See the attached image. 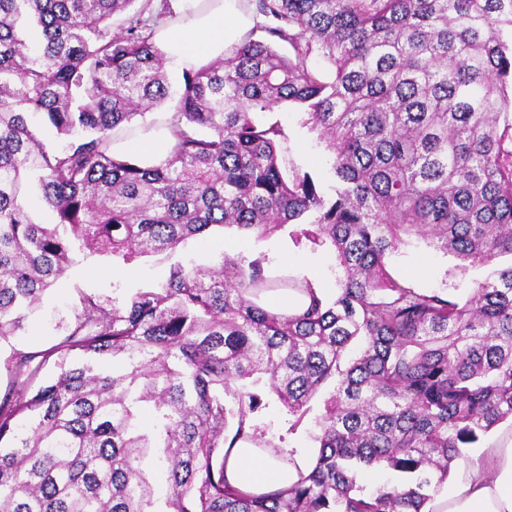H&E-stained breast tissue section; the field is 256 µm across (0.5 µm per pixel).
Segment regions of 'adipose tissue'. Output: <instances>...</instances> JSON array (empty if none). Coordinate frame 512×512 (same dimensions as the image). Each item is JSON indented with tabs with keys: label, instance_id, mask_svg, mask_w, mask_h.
<instances>
[{
	"label": "adipose tissue",
	"instance_id": "obj_1",
	"mask_svg": "<svg viewBox=\"0 0 512 512\" xmlns=\"http://www.w3.org/2000/svg\"><path fill=\"white\" fill-rule=\"evenodd\" d=\"M216 7L171 22L158 42L171 67L182 71L223 54L253 25L245 0H216ZM483 463L451 489L440 492L430 512H512V435L482 449ZM305 463H283L272 449L241 442L230 449L224 474L248 494H267L291 485Z\"/></svg>",
	"mask_w": 512,
	"mask_h": 512
}]
</instances>
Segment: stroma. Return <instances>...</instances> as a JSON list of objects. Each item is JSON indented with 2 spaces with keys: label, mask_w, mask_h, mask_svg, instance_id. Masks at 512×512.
I'll list each match as a JSON object with an SVG mask.
<instances>
[{
  "label": "stroma",
  "mask_w": 512,
  "mask_h": 512,
  "mask_svg": "<svg viewBox=\"0 0 512 512\" xmlns=\"http://www.w3.org/2000/svg\"><path fill=\"white\" fill-rule=\"evenodd\" d=\"M269 119L281 123L287 140L282 155L289 168L309 173L323 189L335 183L330 157L316 131L311 130L307 116L300 110L281 105L268 114ZM248 258L266 257L270 267L311 277L314 287L332 288L340 273L334 252L329 246H316L308 241L293 242L288 232H280L266 239L247 238ZM391 274L408 281L421 291H442L466 298L476 281L485 277L483 267L459 268L453 255L444 254L421 239L411 238L387 259ZM166 264L157 257H144L118 266L111 257L93 256L73 266L67 276L46 293L30 314L22 335L10 343L0 345V390L11 383L3 362L11 347L42 348L49 346L62 333L80 293H92L102 300L123 299L137 289L163 280ZM266 402L256 416L258 426L284 452L294 453L305 462H312L317 444L312 438L313 418L323 410L322 398L311 403L312 416L297 430H290L287 409L273 394H265Z\"/></svg>",
  "instance_id": "1"
}]
</instances>
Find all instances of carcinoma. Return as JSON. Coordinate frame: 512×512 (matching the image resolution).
Listing matches in <instances>:
<instances>
[{
    "mask_svg": "<svg viewBox=\"0 0 512 512\" xmlns=\"http://www.w3.org/2000/svg\"><path fill=\"white\" fill-rule=\"evenodd\" d=\"M249 5L265 22L174 89L155 39L170 0H0V342L79 252L168 262L162 284L110 307L81 294L51 346L11 347L0 512H425L512 420V264L496 265L512 257V0ZM170 100L158 159L114 155L110 132ZM284 103L330 152L332 194L256 119ZM305 222L342 269L331 301L264 257L175 259L215 229ZM412 236L492 271L464 300L419 291L386 266ZM288 295L309 303L268 305ZM263 377L295 427L334 386L314 462L250 495L227 482L224 449L283 454L254 423ZM373 466L395 479L359 486Z\"/></svg>",
    "mask_w": 512,
    "mask_h": 512,
    "instance_id": "obj_1",
    "label": "carcinoma"
}]
</instances>
